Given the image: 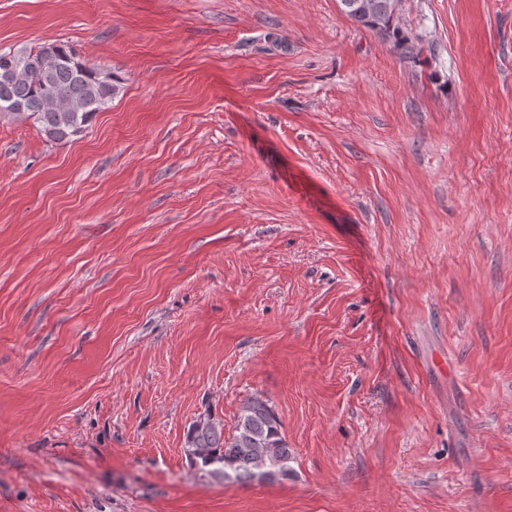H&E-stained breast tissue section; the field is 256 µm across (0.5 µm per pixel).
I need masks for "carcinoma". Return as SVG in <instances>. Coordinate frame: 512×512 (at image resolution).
<instances>
[{
	"label": "carcinoma",
	"mask_w": 512,
	"mask_h": 512,
	"mask_svg": "<svg viewBox=\"0 0 512 512\" xmlns=\"http://www.w3.org/2000/svg\"><path fill=\"white\" fill-rule=\"evenodd\" d=\"M354 22L393 40L404 53L412 46L392 26L396 0H340ZM14 67L11 81L0 83V117L10 107H23V116L40 125L45 136L64 142L88 127L107 109L119 91V78L78 59L72 48L42 44L22 53L0 52V66ZM186 454L191 467L229 484L286 479L291 474L292 452L274 408L260 397L242 408L233 432L224 435V423L199 419L188 430Z\"/></svg>",
	"instance_id": "cac0c4a2"
}]
</instances>
